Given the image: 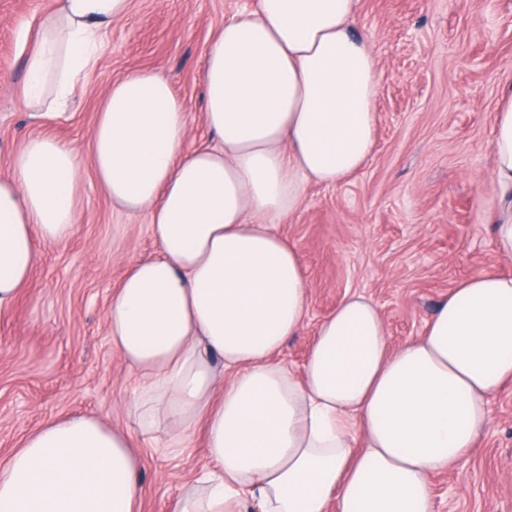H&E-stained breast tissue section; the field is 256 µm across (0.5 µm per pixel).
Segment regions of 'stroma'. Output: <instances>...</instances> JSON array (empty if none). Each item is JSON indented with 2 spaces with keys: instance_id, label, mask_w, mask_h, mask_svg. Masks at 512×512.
<instances>
[{
  "instance_id": "stroma-1",
  "label": "stroma",
  "mask_w": 512,
  "mask_h": 512,
  "mask_svg": "<svg viewBox=\"0 0 512 512\" xmlns=\"http://www.w3.org/2000/svg\"><path fill=\"white\" fill-rule=\"evenodd\" d=\"M55 0H0V173L26 138L87 151L112 82L143 68L169 75L188 117L187 145L212 147L204 124L205 51L238 0H131L102 38L97 67L63 112H35L26 57ZM354 31L381 73L377 136L364 166L314 185L277 229L300 254L310 313L276 360L300 371L317 321L351 293L378 306L390 348L422 331L437 304L481 269L512 275L493 220L492 124L512 82V0H360ZM81 222L44 246L27 287L0 309V459L47 419L71 413L125 429L144 460L142 512H167L207 459L203 433L171 458L138 432L122 402L132 376L107 339L106 312L128 267L156 257L147 212L113 208L89 165ZM488 425L463 464L432 481L436 512H512V388L489 399Z\"/></svg>"
}]
</instances>
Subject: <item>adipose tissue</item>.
I'll return each mask as SVG.
<instances>
[{"label": "adipose tissue", "instance_id": "1", "mask_svg": "<svg viewBox=\"0 0 512 512\" xmlns=\"http://www.w3.org/2000/svg\"><path fill=\"white\" fill-rule=\"evenodd\" d=\"M130 2L57 0L26 60L30 105L64 111ZM358 3L257 0L225 23L202 73L219 146L187 148L169 76L138 71L109 88L88 155L33 136L0 175V306L39 245L74 234L83 162L114 205L148 210L160 255L130 265L106 318L140 433L171 455L205 433L208 463L169 512H434L433 477L465 459L489 397L512 386V275L491 271L398 350L352 293L317 323L300 373L271 360L309 315L301 258L275 222L310 184L357 172L376 138L378 61L351 33ZM492 184L495 246L512 256V90ZM142 472L125 430L52 418L0 461V512H140Z\"/></svg>", "mask_w": 512, "mask_h": 512}]
</instances>
